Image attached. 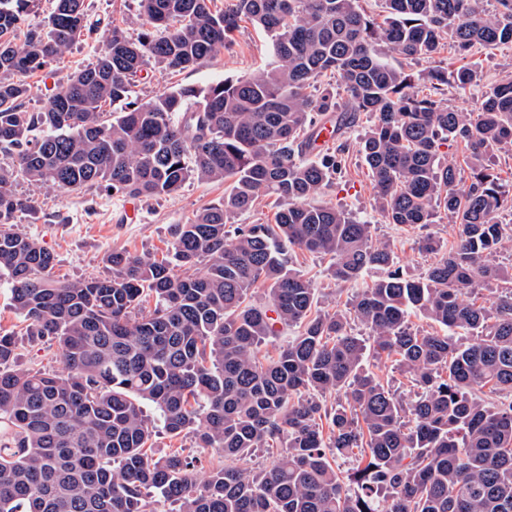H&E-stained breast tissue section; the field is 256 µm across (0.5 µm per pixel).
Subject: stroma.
Instances as JSON below:
<instances>
[{"instance_id": "stroma-1", "label": "stroma", "mask_w": 512, "mask_h": 512, "mask_svg": "<svg viewBox=\"0 0 512 512\" xmlns=\"http://www.w3.org/2000/svg\"><path fill=\"white\" fill-rule=\"evenodd\" d=\"M85 9L89 20L98 22L97 32L79 41L63 58L42 72L29 77L30 108H41L71 72L96 59L104 47L109 24L122 25L136 20L138 0H85ZM270 59L269 37L262 29L250 26L236 33L220 53L199 67L180 72L149 70L137 92L139 97L149 98L179 85L204 87L223 80H235L264 68ZM469 61L482 74L480 84L465 90L450 88L445 92L449 104L463 112L478 111L484 93L498 80L504 68L512 66V44L480 50L470 56ZM363 132V125L358 124L342 136L346 151L341 168L322 199L344 208L357 220L372 224L375 236L393 245L402 272L421 277L432 259L421 253L419 238L430 234L450 248L457 241L461 227L450 223L441 211L436 212L431 224L424 227L385 223L375 207L374 183L359 152ZM17 189L34 199L36 209L16 214L15 227L53 254L54 275L60 280L106 275L108 269L104 258L115 248L156 259L165 257L176 225L186 223L198 211L218 204L224 197L223 185L191 181L175 195L141 199L139 216L133 221L125 212L126 197L119 194L47 191L24 181L18 182ZM294 268L314 281L319 306L324 310L348 307L351 300L370 287L377 277L376 272L368 271L352 281H336L329 272L328 260L306 252L297 253ZM13 366L28 372L58 371L62 363L55 344L22 336L18 339ZM365 366L403 399L413 397L416 390L413 376L400 370L394 358L371 354ZM144 410L154 421L155 456L180 450L184 455L200 460L203 467L220 464V455L214 449L197 447L192 436L170 435L159 422L152 404H145Z\"/></svg>"}]
</instances>
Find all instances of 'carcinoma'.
<instances>
[{"instance_id": "obj_1", "label": "carcinoma", "mask_w": 512, "mask_h": 512, "mask_svg": "<svg viewBox=\"0 0 512 512\" xmlns=\"http://www.w3.org/2000/svg\"><path fill=\"white\" fill-rule=\"evenodd\" d=\"M137 39L112 25L105 50L71 73L49 104L28 106L27 76L98 28L84 0H0V279L10 286L24 335L57 343L64 371L11 368L16 333L0 332V512H147L152 491L173 512H512V400L490 404L487 387L512 397V289L479 305L469 295L512 273L494 261L508 239L489 154L512 156V74L479 111L445 103L444 88L476 86L466 64L438 62L420 94L402 61L436 59L444 45L469 52L512 43V0L494 13L475 0H140ZM247 22L271 40L272 61L247 78L177 87L149 99L135 87L147 65L170 71L213 58ZM336 74L343 102L315 80ZM112 111H105V107ZM372 117L359 151L388 224L426 225L434 206L461 225L423 277L403 274L372 226L318 204L336 176V148L317 149L322 123L335 134ZM466 148V190L450 142ZM23 178L48 190L113 191L162 198L190 181L224 182V201L176 225L167 262L113 249L111 274L55 279L54 256L17 231L34 209ZM275 198L273 224H246L226 241L225 219ZM333 260L332 276L383 275L346 310L318 307L312 280L291 252ZM182 268L176 275L172 267ZM263 288L266 301L253 299ZM448 334L404 329L409 311ZM357 321L369 334L357 336ZM298 328L276 358H257L267 338ZM473 336H468V333ZM396 356L421 392L400 401L364 368L369 349ZM343 392L327 410L317 394ZM155 405L173 436L241 459L282 443L269 469L217 466L152 453ZM330 436L324 437L322 422ZM359 452L347 476L332 460Z\"/></svg>"}]
</instances>
